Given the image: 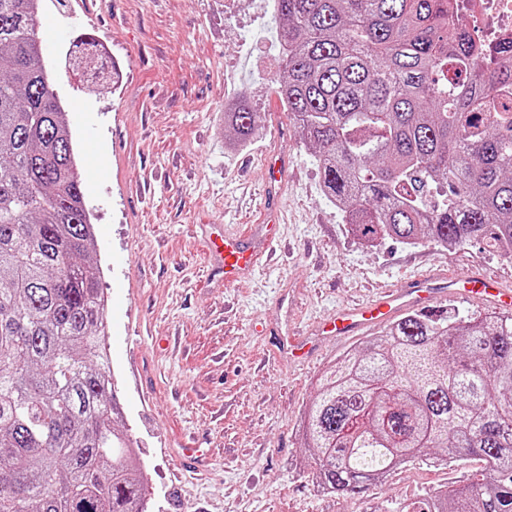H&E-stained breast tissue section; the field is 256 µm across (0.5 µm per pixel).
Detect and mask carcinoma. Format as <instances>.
Masks as SVG:
<instances>
[{
    "instance_id": "cac0c4a2",
    "label": "carcinoma",
    "mask_w": 512,
    "mask_h": 512,
    "mask_svg": "<svg viewBox=\"0 0 512 512\" xmlns=\"http://www.w3.org/2000/svg\"><path fill=\"white\" fill-rule=\"evenodd\" d=\"M40 0H0V512H147L119 423L94 231ZM448 0H275L277 94L361 243L512 256V42ZM242 100L230 142L252 138ZM313 476L359 494L425 456L486 477L396 512H512V315L409 313L328 365L305 409Z\"/></svg>"
}]
</instances>
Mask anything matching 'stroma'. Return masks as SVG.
<instances>
[{"instance_id":"stroma-1","label":"stroma","mask_w":512,"mask_h":512,"mask_svg":"<svg viewBox=\"0 0 512 512\" xmlns=\"http://www.w3.org/2000/svg\"><path fill=\"white\" fill-rule=\"evenodd\" d=\"M47 2V62L87 38L123 75L90 95L80 71L59 69L54 89L83 166L117 400L148 473L149 512H391L482 479L480 456L425 458L340 498L313 477L300 425L322 369L356 346L318 336L322 320L438 272H488L512 289V257L476 243L369 249L349 233L276 95L265 0ZM242 97L257 128L236 145L224 139V108ZM271 153L288 161L283 182L267 178ZM267 207L285 231L276 256L225 285L205 234L217 224L259 232ZM294 336L314 337L308 359L289 356ZM187 437L206 448L201 462L183 458Z\"/></svg>"}]
</instances>
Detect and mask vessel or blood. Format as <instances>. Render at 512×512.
<instances>
[{"label":"vessel or blood","instance_id":"b4317fda","mask_svg":"<svg viewBox=\"0 0 512 512\" xmlns=\"http://www.w3.org/2000/svg\"><path fill=\"white\" fill-rule=\"evenodd\" d=\"M205 246L228 283L238 281L249 271L259 254L257 240L248 233L214 232L206 238ZM473 295L481 296L501 310H512V290L503 288L496 279L463 272L442 280L433 276L414 279L367 305L340 309L321 324L320 332L340 340L382 327L405 311H436L447 299L463 301Z\"/></svg>","mask_w":512,"mask_h":512}]
</instances>
